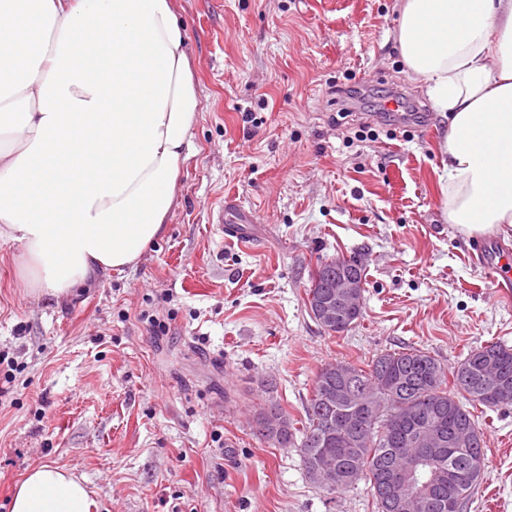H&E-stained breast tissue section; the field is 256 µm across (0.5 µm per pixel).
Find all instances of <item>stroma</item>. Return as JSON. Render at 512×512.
<instances>
[{
	"mask_svg": "<svg viewBox=\"0 0 512 512\" xmlns=\"http://www.w3.org/2000/svg\"><path fill=\"white\" fill-rule=\"evenodd\" d=\"M395 2L176 0L201 115L166 234L59 303L25 295L21 249L0 241V355L16 366L8 381L0 365V512L43 463L84 476L98 512H375L368 481L327 494L298 449L253 435L266 381L301 423L325 364L416 347L451 370L512 346V301L469 259L512 255V238L445 218V126L405 72ZM365 123L392 132L362 142ZM228 197L249 243L217 230ZM336 258L362 264L365 290L331 334L307 291ZM473 414L488 475L464 512H512V404Z\"/></svg>",
	"mask_w": 512,
	"mask_h": 512,
	"instance_id": "1",
	"label": "stroma"
}]
</instances>
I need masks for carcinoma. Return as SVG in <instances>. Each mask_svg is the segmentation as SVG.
<instances>
[{
  "instance_id": "obj_1",
  "label": "carcinoma",
  "mask_w": 512,
  "mask_h": 512,
  "mask_svg": "<svg viewBox=\"0 0 512 512\" xmlns=\"http://www.w3.org/2000/svg\"><path fill=\"white\" fill-rule=\"evenodd\" d=\"M339 270L365 281L356 260L336 258L319 266L308 289V303L327 294L326 277ZM336 304V327L342 333L361 316ZM485 407L512 404V347L498 342L470 350L452 371L428 352L405 348L380 353L364 368L345 363L322 367L315 377L307 408V423L298 429L276 401L270 400L254 418L253 434L275 447H294L311 481L328 494L353 488L365 478L377 512H402L399 505L414 503L419 487L395 481L396 467L407 451L405 438L430 419L443 436V446L429 451L434 478L427 507L414 512L458 510L470 500L480 481L469 472L475 457H485L483 433L466 403ZM319 459L332 468L325 474L311 470Z\"/></svg>"
}]
</instances>
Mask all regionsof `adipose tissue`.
<instances>
[{"mask_svg":"<svg viewBox=\"0 0 512 512\" xmlns=\"http://www.w3.org/2000/svg\"><path fill=\"white\" fill-rule=\"evenodd\" d=\"M408 78L445 117L440 192L473 237L512 228V0H397ZM201 103L174 0H0V240L20 282L70 296L162 238ZM45 463L9 512H92Z\"/></svg>","mask_w":512,"mask_h":512,"instance_id":"adipose-tissue-1","label":"adipose tissue"}]
</instances>
